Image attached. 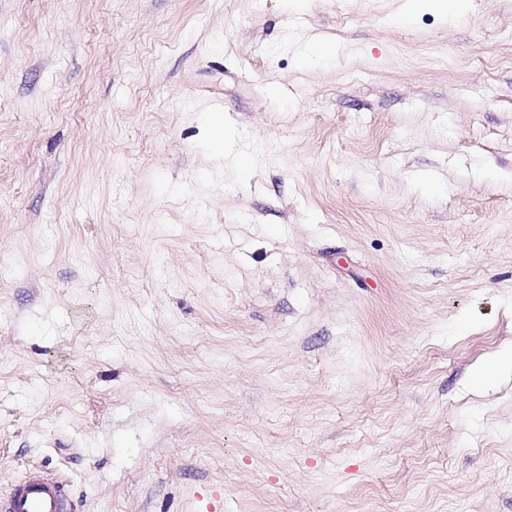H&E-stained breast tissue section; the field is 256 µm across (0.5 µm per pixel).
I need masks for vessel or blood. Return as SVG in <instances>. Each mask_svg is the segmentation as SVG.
I'll return each mask as SVG.
<instances>
[{"mask_svg":"<svg viewBox=\"0 0 512 512\" xmlns=\"http://www.w3.org/2000/svg\"><path fill=\"white\" fill-rule=\"evenodd\" d=\"M67 484L54 473L33 468L6 494L0 495V512H71Z\"/></svg>","mask_w":512,"mask_h":512,"instance_id":"b4317fda","label":"vessel or blood"}]
</instances>
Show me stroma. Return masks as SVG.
<instances>
[{"label":"stroma","instance_id":"35a3bbf8","mask_svg":"<svg viewBox=\"0 0 512 512\" xmlns=\"http://www.w3.org/2000/svg\"><path fill=\"white\" fill-rule=\"evenodd\" d=\"M510 349L512 0H0V495L512 512ZM510 375H512V356H498L481 363L474 369L472 384L476 388H481L493 379ZM2 512H70L67 484L54 473L33 468L0 497Z\"/></svg>","mask_w":512,"mask_h":512}]
</instances>
